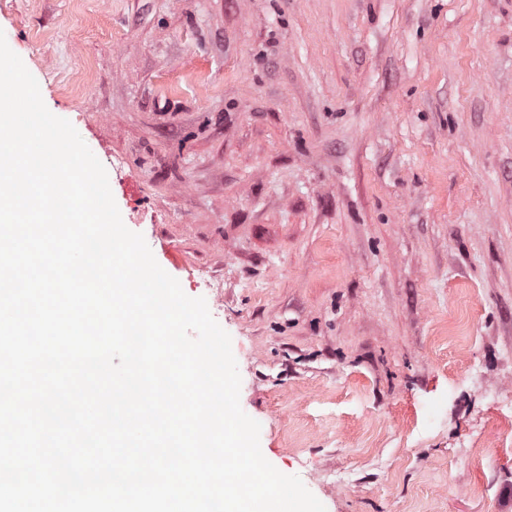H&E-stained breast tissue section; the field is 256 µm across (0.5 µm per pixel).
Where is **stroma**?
Returning <instances> with one entry per match:
<instances>
[{
	"label": "stroma",
	"mask_w": 512,
	"mask_h": 512,
	"mask_svg": "<svg viewBox=\"0 0 512 512\" xmlns=\"http://www.w3.org/2000/svg\"><path fill=\"white\" fill-rule=\"evenodd\" d=\"M326 512H512V0H0Z\"/></svg>",
	"instance_id": "obj_1"
}]
</instances>
